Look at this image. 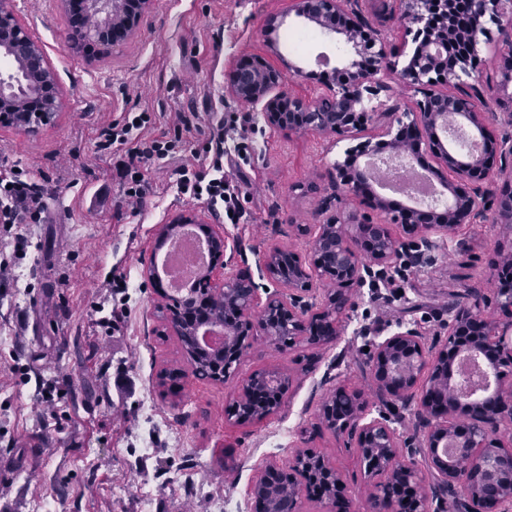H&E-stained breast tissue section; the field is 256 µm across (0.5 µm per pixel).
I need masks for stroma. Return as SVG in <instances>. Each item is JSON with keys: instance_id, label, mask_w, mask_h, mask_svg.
Returning <instances> with one entry per match:
<instances>
[{"instance_id": "1", "label": "stroma", "mask_w": 512, "mask_h": 512, "mask_svg": "<svg viewBox=\"0 0 512 512\" xmlns=\"http://www.w3.org/2000/svg\"><path fill=\"white\" fill-rule=\"evenodd\" d=\"M31 35L44 46L64 106L33 128L0 124V172L22 170L47 200L40 223L27 224L26 256L0 288V512H255L252 487L267 462L286 461L297 448L329 457L346 480V494L366 508L363 464L343 436L319 419L336 386L373 390L366 347L399 324L418 328L427 342L445 341L448 309L460 293H489V261L512 252V233L489 223L462 225L452 242L418 248L374 284L355 289V309L336 342L280 347L255 337L225 381L187 377L182 402L162 395L157 374L177 360L174 338H162L156 294L142 271L161 224L200 202L177 192L182 157L155 160L142 172L149 190L140 207L127 205L116 168L134 151L100 149L104 130L127 113L152 117L141 135H171L178 112L202 113L185 139L200 147L208 112L246 117L251 148L226 162L230 178L245 177L238 223L211 218L227 237L228 271L248 270L260 292L276 285L261 268L273 244L308 255L294 225L312 224L316 211H364L360 199L336 189L335 164L349 139L294 134L265 126L260 112L225 91L233 63L253 57L278 68L290 95L314 98L328 68L355 59L352 45L290 16L292 0H156L139 35L113 52L73 48L70 15L59 0H15ZM349 0V10L396 48L386 88L366 101L362 137L378 135L419 94L400 79L413 45L399 0ZM286 22L270 28L274 15ZM478 34L480 64L461 81L481 84L490 111L512 98L502 86L501 34L486 21ZM124 278L125 287L111 281ZM122 307V320L102 317ZM267 369L289 375L282 408L239 425L226 407L239 384ZM152 402L155 418L141 408ZM393 426L413 442L412 458L426 470L418 399L395 402Z\"/></svg>"}]
</instances>
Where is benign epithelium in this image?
<instances>
[{
	"label": "benign epithelium",
	"instance_id": "obj_1",
	"mask_svg": "<svg viewBox=\"0 0 512 512\" xmlns=\"http://www.w3.org/2000/svg\"><path fill=\"white\" fill-rule=\"evenodd\" d=\"M504 0H466L478 19H497L503 14ZM154 0H112V23L89 25L81 30L84 41L106 50L133 40ZM403 13L417 24L412 41L413 55L401 76L422 90V98L412 111L404 113L409 122H399L398 133L407 134L406 153L415 157L430 151L439 166L435 173L448 190V200H435L424 208L403 206L393 216L402 236L396 237L387 224L373 220L366 213L319 211L317 224H296L297 236L308 240L312 259L284 246L269 247L263 265L273 281L281 286L258 305V286L251 274L239 269L224 275L227 241L224 233L209 225L204 216L187 210L161 225L155 248L186 225L202 229L208 245L209 265L196 281L201 292L224 291L225 306L231 315L224 323V344L231 337L254 338L267 335L268 319L273 318L289 339L308 340L324 336L335 340L342 335V316L353 309L349 288L388 272L406 252L424 244L434 247L425 233L453 236L457 229L476 220L491 219L512 233V113L507 129L495 134L488 129L490 113L481 88L460 87L457 70L476 66V37L480 29L460 36L461 51L453 68L439 66L448 46V29L437 30L431 15L443 17L444 25L455 10L456 0H401ZM347 0H295L291 11L328 34H339L354 46L367 51L368 61H352L336 69V85H325L323 95L309 101L294 98L281 90V72L266 64L250 61L236 63L227 75L229 95L239 101L261 107L264 124L293 133L336 134L353 137L359 130L364 96L377 95L382 84L378 75L390 69V55L377 33L358 20H345ZM25 60L38 80L41 108L34 123L45 124L59 112L62 100L52 67L43 49L31 37L11 0H0V58L4 45ZM439 83L453 86L448 92L433 90ZM26 85L14 67L0 72V112L13 111L11 102L18 89ZM30 122V123H32ZM25 122L23 126L28 127ZM460 144L461 150L445 147L439 134ZM337 186L353 196L368 197L369 208L386 212L385 199L368 188L362 176L351 179L336 168ZM144 278L156 288L161 308L173 318L175 297L164 289L155 261L143 270ZM323 288L321 299L317 288ZM503 312L512 317V290L499 286L492 296L477 298L471 304L448 311V339L438 347L429 345L420 332L404 327L382 341L372 343L369 364L377 388L403 401L413 390L420 391L419 416L426 429L424 447L428 454V473L418 470L411 460H402L403 449L391 418L376 408L364 392L340 385L336 393H346L356 403L351 416L336 422V433L347 437L364 464V479L372 512H443L441 495L459 496L462 512H512V438L504 442L498 436L502 421L512 419V387L500 382L499 368L512 364V320L500 322L494 317ZM464 355L476 356L493 367L494 391L479 401L467 399L460 391L453 393L450 378H439L448 364ZM288 387L275 393L272 408L245 419L241 424L261 422L277 413L285 401ZM474 469L479 481L472 484L462 473ZM277 473L288 481V501L292 512L304 499L317 497L320 488L332 494L322 502L339 512H359L344 497L345 481L338 468L317 470L316 452L297 448L288 462H270L260 476Z\"/></svg>",
	"mask_w": 512,
	"mask_h": 512
}]
</instances>
